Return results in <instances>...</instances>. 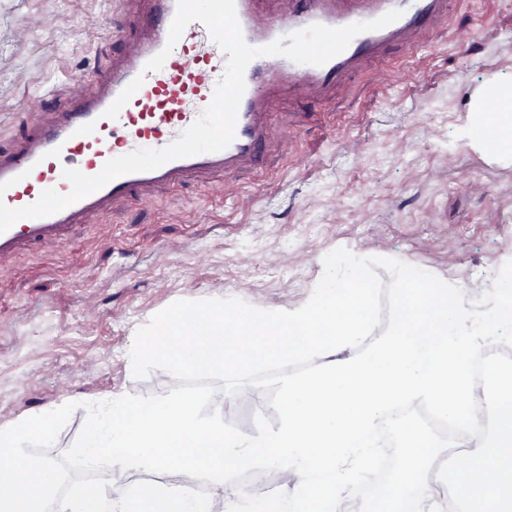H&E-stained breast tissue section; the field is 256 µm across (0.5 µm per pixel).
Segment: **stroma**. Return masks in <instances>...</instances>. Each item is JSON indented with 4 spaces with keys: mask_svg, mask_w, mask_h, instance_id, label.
<instances>
[{
    "mask_svg": "<svg viewBox=\"0 0 512 512\" xmlns=\"http://www.w3.org/2000/svg\"><path fill=\"white\" fill-rule=\"evenodd\" d=\"M146 7L0 0V149L52 119L46 83L96 95L94 71L128 46L116 15ZM388 66L366 61L319 101L273 86L265 110L276 138L261 167L156 186L0 259V425L65 409L54 440L31 449L57 467L61 492L103 477L70 462L87 429L85 402L176 392L198 396L208 416L223 397L218 374L163 382L129 373L124 351L160 314L231 296L290 306L316 285L319 257L336 251L363 254L381 326L398 289L386 256L464 282L478 302L495 288L512 243V152L480 145L470 128L481 95L512 90V0H457L416 71L393 86ZM310 369L296 358L247 374L225 426H275L280 378Z\"/></svg>",
    "mask_w": 512,
    "mask_h": 512,
    "instance_id": "obj_1",
    "label": "stroma"
}]
</instances>
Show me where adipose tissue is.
I'll use <instances>...</instances> for the list:
<instances>
[{
  "instance_id": "ef3b65f1",
  "label": "adipose tissue",
  "mask_w": 512,
  "mask_h": 512,
  "mask_svg": "<svg viewBox=\"0 0 512 512\" xmlns=\"http://www.w3.org/2000/svg\"><path fill=\"white\" fill-rule=\"evenodd\" d=\"M319 285L286 308H256L242 297L178 307L133 336L132 372L167 380L219 374L225 389L255 368L304 358L312 368L280 380L277 426L249 436L226 430V401L200 417L193 398L106 394L88 403V428L72 457L104 466L101 482L58 492L57 470L32 457L53 439L64 411L46 407L0 426V512H352L372 466V438L395 404H431L441 415L471 407L466 466L459 478L429 482L430 459L406 438L396 492L382 512H512V370L472 378L467 359L512 327V293L493 290L475 304L459 282L432 268L391 259L400 286L385 326L370 288L355 287L364 258H322ZM276 471L280 492L264 510L238 481L241 470ZM161 472L153 496L131 475ZM204 484L189 496L186 479Z\"/></svg>"
}]
</instances>
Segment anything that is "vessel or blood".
<instances>
[{
    "instance_id": "1",
    "label": "vessel or blood",
    "mask_w": 512,
    "mask_h": 512,
    "mask_svg": "<svg viewBox=\"0 0 512 512\" xmlns=\"http://www.w3.org/2000/svg\"><path fill=\"white\" fill-rule=\"evenodd\" d=\"M255 2L236 0L243 37L255 47L314 23L340 27L373 20L392 9L402 15L382 29L357 35L341 54L321 66L297 64L282 56L254 59L244 73L246 89L236 136L226 149L119 176L56 214L20 220L0 234V258L20 246L61 236L81 215L104 210L111 201L137 199L152 187L193 175L259 165L271 139L263 112L271 84H300L320 95L364 59L387 55L395 47L408 56L428 48L432 22L448 16L455 0H288L286 11L269 17L256 12ZM149 3L148 18L125 14L129 27L140 26L144 32L133 38L131 53L107 70L97 95L87 98L73 87L51 88L50 96L60 105L52 121L32 129L14 149L0 151V182L10 184L0 198L7 206L31 204L47 189L68 193L64 170L94 175L110 158L137 148L166 146L210 103L226 54L212 41L207 27L195 21L185 28L163 68L146 70V63L165 46L176 10V0Z\"/></svg>"
}]
</instances>
